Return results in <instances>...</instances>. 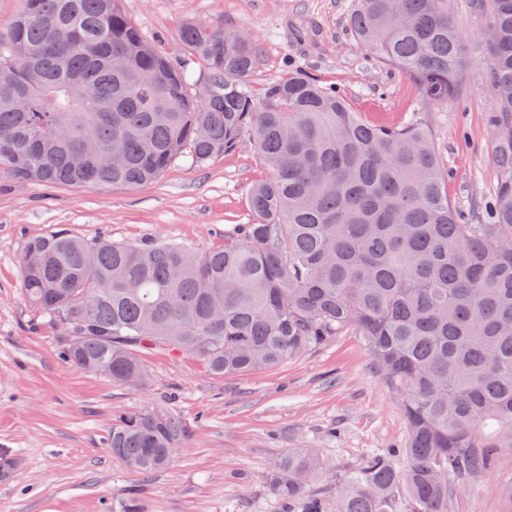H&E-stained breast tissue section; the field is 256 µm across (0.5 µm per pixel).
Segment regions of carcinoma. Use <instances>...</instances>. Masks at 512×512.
<instances>
[{"label":"carcinoma","mask_w":512,"mask_h":512,"mask_svg":"<svg viewBox=\"0 0 512 512\" xmlns=\"http://www.w3.org/2000/svg\"><path fill=\"white\" fill-rule=\"evenodd\" d=\"M21 2L0 31V173L48 187H144L179 159L203 165L247 136L268 170L250 190V222L222 248L66 228L29 239L22 293L55 330L60 360L143 385V350L191 354L224 375L361 336L401 397L408 435L337 479L334 512H448V477L512 448V0H487L500 186L483 224L448 200L426 126L368 122L300 69L254 99L247 82L261 52L249 32L181 29L206 76L197 94L188 68L156 49L122 0ZM350 24L431 103L460 96L462 35L448 0H354ZM74 80L95 99L75 97ZM87 135L107 160L77 167ZM184 435L169 413L120 415L106 447L148 475L169 467ZM332 472L290 451L270 488L323 512L307 491Z\"/></svg>","instance_id":"carcinoma-1"}]
</instances>
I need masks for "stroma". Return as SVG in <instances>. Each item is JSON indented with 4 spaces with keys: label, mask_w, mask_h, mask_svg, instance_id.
Returning a JSON list of instances; mask_svg holds the SVG:
<instances>
[{
    "label": "stroma",
    "mask_w": 512,
    "mask_h": 512,
    "mask_svg": "<svg viewBox=\"0 0 512 512\" xmlns=\"http://www.w3.org/2000/svg\"><path fill=\"white\" fill-rule=\"evenodd\" d=\"M146 36L176 62L178 34L206 21L251 32L262 48L250 93L286 69L335 86L368 121L424 119L448 170V198L471 219L496 194L490 116L495 97L480 63L486 11L478 0H448L465 40L464 92L433 106L397 70L379 65L349 24L350 0H123ZM252 139L203 165L181 160L152 186H20L0 177V512H118L128 494L148 512H284L269 486L272 464L312 449L345 471L371 451L404 444L399 396L377 374L361 337L340 336L254 373L216 375L192 355L142 354L146 386L64 364L57 336L25 302L20 258L26 239L60 227L122 242L160 238L191 249L220 248L251 219L249 188L264 178ZM166 410L188 436L170 466L144 477L105 447L121 414ZM448 512H512V448L490 469L450 479Z\"/></svg>",
    "instance_id": "stroma-1"
}]
</instances>
